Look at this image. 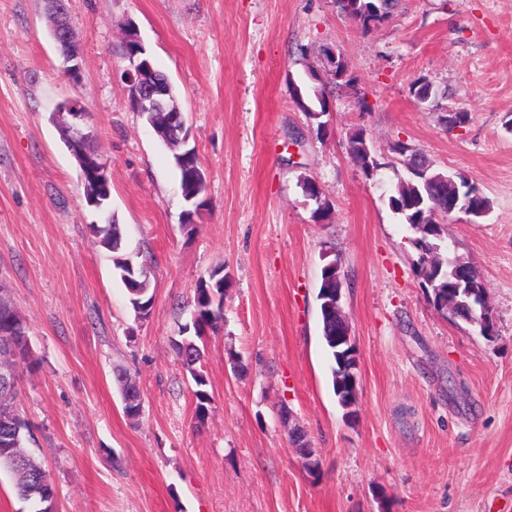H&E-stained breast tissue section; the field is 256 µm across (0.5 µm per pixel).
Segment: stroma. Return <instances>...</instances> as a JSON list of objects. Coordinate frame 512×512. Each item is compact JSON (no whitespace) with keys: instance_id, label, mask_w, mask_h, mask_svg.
<instances>
[{"instance_id":"obj_1","label":"stroma","mask_w":512,"mask_h":512,"mask_svg":"<svg viewBox=\"0 0 512 512\" xmlns=\"http://www.w3.org/2000/svg\"><path fill=\"white\" fill-rule=\"evenodd\" d=\"M80 47L63 73L46 0H0V283L30 328L20 403L55 512H512V0H400L366 30L335 0H65ZM134 21L174 86L207 176L187 204L173 153L131 107L121 30ZM350 85L326 96L321 48ZM428 80L435 100L414 98ZM80 102L107 162V213L88 207L53 115ZM441 112H465L455 129ZM364 128L382 164L348 153ZM489 198L486 217H441L451 256L482 276L494 331L437 310L411 233L387 204L392 144ZM331 204L315 221L302 190ZM114 214L152 266V315L135 316L90 225ZM337 261L358 350V412L332 390L317 300ZM223 267L224 327L203 336L212 395L195 417L172 347L201 277ZM136 380L142 413L114 381ZM319 466L288 441L281 410Z\"/></svg>"}]
</instances>
